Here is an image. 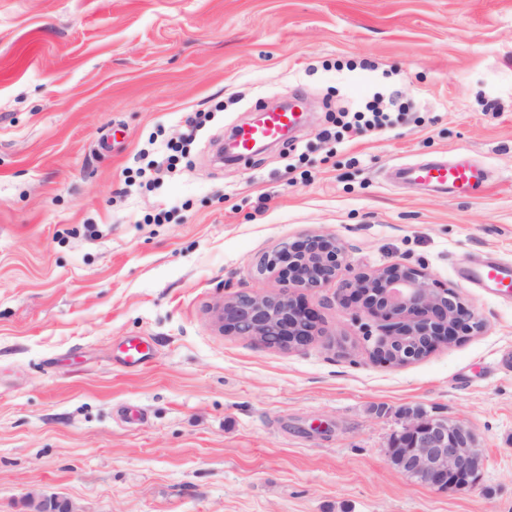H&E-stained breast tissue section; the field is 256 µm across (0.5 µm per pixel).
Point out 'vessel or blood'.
<instances>
[{"label":"vessel or blood","instance_id":"1","mask_svg":"<svg viewBox=\"0 0 512 512\" xmlns=\"http://www.w3.org/2000/svg\"><path fill=\"white\" fill-rule=\"evenodd\" d=\"M301 113L294 109H264L260 123L241 128L235 137L234 152L237 158L249 157L256 143L278 141L288 129L297 126ZM404 178L420 184L440 187L457 197L477 195L486 182L483 167L467 155H459L452 162H437L406 166ZM462 282L483 292L507 297L512 295V263L494 258L474 260L457 270Z\"/></svg>","mask_w":512,"mask_h":512}]
</instances>
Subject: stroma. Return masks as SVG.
Segmentation results:
<instances>
[{"label":"stroma","mask_w":512,"mask_h":512,"mask_svg":"<svg viewBox=\"0 0 512 512\" xmlns=\"http://www.w3.org/2000/svg\"><path fill=\"white\" fill-rule=\"evenodd\" d=\"M394 91L392 130L344 128ZM294 95L293 138L221 159ZM461 152L473 198L389 177ZM307 232L355 273L425 267L484 329L380 364L332 284L304 348L219 330ZM476 255L512 261V0H0V512H512V297L461 283ZM408 408L473 430L474 487L388 465Z\"/></svg>","instance_id":"obj_1"}]
</instances>
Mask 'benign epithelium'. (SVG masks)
Masks as SVG:
<instances>
[{"instance_id": "obj_1", "label": "benign epithelium", "mask_w": 512, "mask_h": 512, "mask_svg": "<svg viewBox=\"0 0 512 512\" xmlns=\"http://www.w3.org/2000/svg\"><path fill=\"white\" fill-rule=\"evenodd\" d=\"M348 260L336 236L305 233L262 256L258 272L275 277L276 291L238 292L220 305L219 326L267 348L299 349L319 335L320 315L306 294L333 282L349 292L356 310L377 321L372 357L386 365L421 359L482 330L484 321L461 293L422 267L393 263L344 277ZM389 466L431 487L447 490L479 473L483 455L474 433L448 418L409 410L389 441ZM30 512H77L55 497L32 501Z\"/></svg>"}]
</instances>
